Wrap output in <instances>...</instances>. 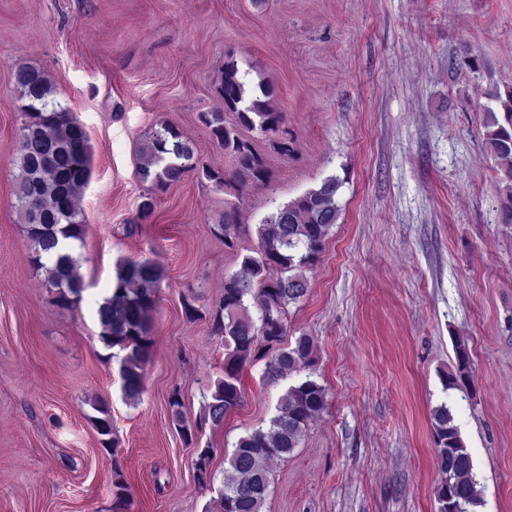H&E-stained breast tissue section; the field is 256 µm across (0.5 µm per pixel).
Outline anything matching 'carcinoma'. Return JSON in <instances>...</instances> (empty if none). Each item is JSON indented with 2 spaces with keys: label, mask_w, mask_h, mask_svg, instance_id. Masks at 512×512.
Instances as JSON below:
<instances>
[{
  "label": "carcinoma",
  "mask_w": 512,
  "mask_h": 512,
  "mask_svg": "<svg viewBox=\"0 0 512 512\" xmlns=\"http://www.w3.org/2000/svg\"><path fill=\"white\" fill-rule=\"evenodd\" d=\"M22 100L15 163L18 174L15 196L19 209L27 210L29 196L37 198L39 220L26 219L25 232L30 262L44 276L46 287L55 294L62 309L80 304L84 291L81 256L57 255L48 264L44 258L59 239L83 242V223L78 200L91 176V147L84 125L69 107L55 99L56 88L45 74L27 66L24 74H13ZM259 93L248 92L237 62H224L217 92L224 111L205 112L201 122L210 136L233 159L232 169L199 164L193 143L168 123H158L146 137L141 152L149 161L140 167L138 178L147 193L138 206L137 222L150 219L156 195L187 175L199 172L218 188L241 198L255 185L271 181L267 161L242 131L265 137L274 152L288 156L296 151V140L288 131L285 113L270 103L273 88L258 84ZM499 111L487 113L485 144L498 159L503 221L512 224V89L496 95ZM343 180L326 178L319 187L280 207L257 228V246L242 260L241 271L224 277V290L210 312L212 333L224 340L223 377L214 384L203 414L194 424L182 415L179 390L170 392L168 403L172 423L183 439L191 443L206 424L219 428L224 418L245 400L243 374L248 365L265 360L266 377L273 382L296 375L281 398L278 414L266 429L258 428L240 437L229 457L219 497L206 512H261L270 485L269 464L283 459L299 447L309 424L326 408V389L314 378L315 341L301 335L294 345L276 351L288 335V307L308 292L305 271L318 263L329 234L340 215L338 192ZM209 231L233 249L249 227L237 222L236 207L224 210V217L209 225ZM164 279L163 269L153 261L120 260L115 266L113 287L97 303L99 340L110 350L109 358L119 361L122 395L137 404L144 390L145 368L154 344L150 312ZM254 303L258 317L252 318L248 303ZM456 363L446 376L445 389H460L471 376L468 347L456 345ZM94 414L88 419L108 448L115 445L112 416L104 401H89ZM432 427L436 464L442 479L437 488V512H473L480 506L471 454L454 423L453 410L444 402L433 409ZM211 448H199L194 460L197 480H213ZM112 512H127L126 485L119 465L113 466Z\"/></svg>",
  "instance_id": "cac0c4a2"
}]
</instances>
